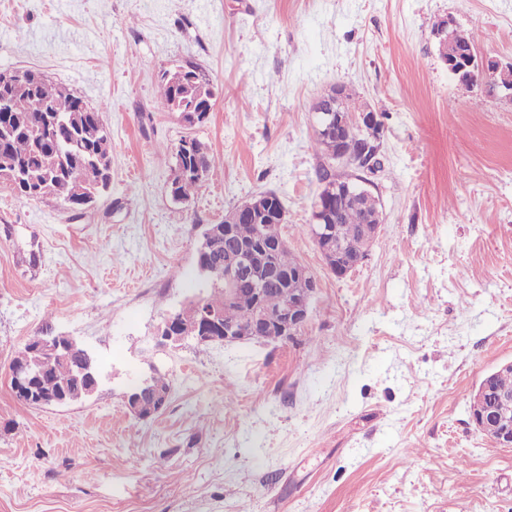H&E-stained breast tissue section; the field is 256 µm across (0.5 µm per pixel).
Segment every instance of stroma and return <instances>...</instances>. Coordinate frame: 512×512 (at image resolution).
<instances>
[{
    "instance_id": "35a3bbf8",
    "label": "stroma",
    "mask_w": 512,
    "mask_h": 512,
    "mask_svg": "<svg viewBox=\"0 0 512 512\" xmlns=\"http://www.w3.org/2000/svg\"><path fill=\"white\" fill-rule=\"evenodd\" d=\"M453 17L512 62V0H0V70L31 68L96 107L111 179L70 210L0 184V512H512V447L471 396L512 360V100L468 93L433 36ZM191 61L216 90L190 127L158 107ZM345 85L381 113L383 221L339 279L312 241L313 102ZM220 162L169 189L185 136ZM264 192L315 275L285 341L172 345L165 316L203 286L206 225ZM43 328L77 338L99 386L30 406L9 365ZM157 376L166 409L125 396Z\"/></svg>"
}]
</instances>
